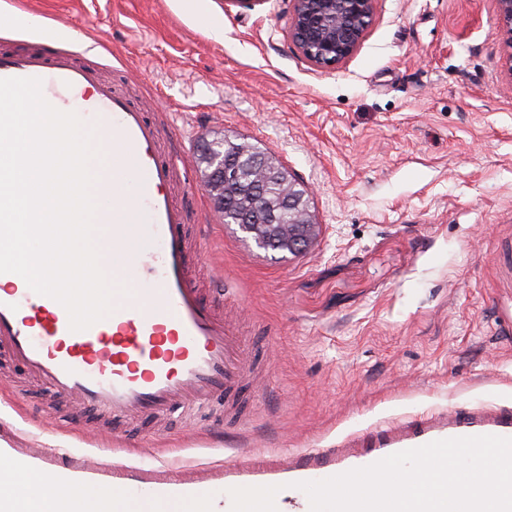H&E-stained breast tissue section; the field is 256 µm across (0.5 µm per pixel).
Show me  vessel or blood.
Instances as JSON below:
<instances>
[{"label": "vessel or blood", "mask_w": 512, "mask_h": 512, "mask_svg": "<svg viewBox=\"0 0 512 512\" xmlns=\"http://www.w3.org/2000/svg\"><path fill=\"white\" fill-rule=\"evenodd\" d=\"M5 78H36L42 93L61 89L81 96L95 133L112 148L118 174L103 186L111 203L97 211L95 221L111 225L113 255L131 257L155 287L147 295L133 288L116 296L111 318L74 332L59 302L17 283L15 274L0 273V349L79 412L115 423L180 417L217 400L234 405L247 388L242 350L223 315L192 281L188 213L171 192L190 160L178 149H162L169 122L149 119L143 106L104 76L97 55L86 51L31 41L0 52V79ZM130 171L137 179L129 191L123 175ZM483 435L512 438V408L417 412L396 428L365 430L286 459L241 456L224 467L193 472L113 464L96 452L38 457L18 448L14 454L22 462L35 456L49 469L107 481L115 512H130L142 498L175 496L192 498L207 512L217 483L227 489L275 486L277 512H310L299 482L323 480L434 441Z\"/></svg>", "instance_id": "b4317fda"}]
</instances>
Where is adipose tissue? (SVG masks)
<instances>
[{"label": "adipose tissue", "mask_w": 512, "mask_h": 512, "mask_svg": "<svg viewBox=\"0 0 512 512\" xmlns=\"http://www.w3.org/2000/svg\"><path fill=\"white\" fill-rule=\"evenodd\" d=\"M70 483L68 495L54 492L61 483ZM40 485L41 496L32 497L28 487ZM8 502L12 512H114L111 490L96 489L78 480H66L64 475L39 470L33 466L17 465L0 452V503Z\"/></svg>", "instance_id": "1"}]
</instances>
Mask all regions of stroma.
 Returning a JSON list of instances; mask_svg holds the SVG:
<instances>
[{
  "instance_id": "obj_1",
  "label": "stroma",
  "mask_w": 512,
  "mask_h": 512,
  "mask_svg": "<svg viewBox=\"0 0 512 512\" xmlns=\"http://www.w3.org/2000/svg\"><path fill=\"white\" fill-rule=\"evenodd\" d=\"M56 41L95 46L116 84L168 113L180 144L237 136L283 164L323 232L309 253L258 247L214 209L198 166L173 187L211 256L215 301L255 367L243 423L202 416L118 430L115 461L215 464L316 448L406 415L512 407V80L496 0H376L333 71L288 39L290 0H4ZM82 24L79 33L62 17ZM224 28L216 40L211 23ZM90 416L0 357V432L22 448H84Z\"/></svg>"
}]
</instances>
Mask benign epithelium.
<instances>
[{
	"label": "benign epithelium",
	"mask_w": 512,
	"mask_h": 512,
	"mask_svg": "<svg viewBox=\"0 0 512 512\" xmlns=\"http://www.w3.org/2000/svg\"><path fill=\"white\" fill-rule=\"evenodd\" d=\"M293 19L288 38L312 66L334 69L346 62L359 49L375 14L376 0H291ZM499 33L504 47L505 67L512 80V0H496ZM219 141L201 150L198 163L205 165L224 188L206 186L214 207L224 210V195L233 191L244 207L263 213V219L240 225L261 248L272 243L292 255L310 251L320 234V225L310 210L308 193L298 188L288 170L265 154H253L239 146L240 158L246 169L224 164V154L218 150ZM260 173L285 186L279 197L259 198L255 189L247 186V175ZM288 223H283V214Z\"/></svg>",
	"instance_id": "benign-epithelium-1"
}]
</instances>
